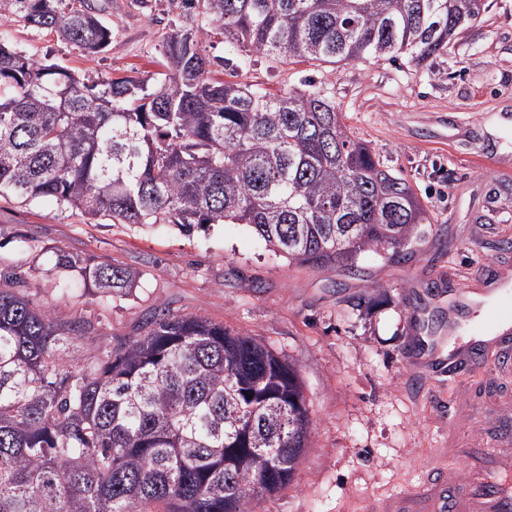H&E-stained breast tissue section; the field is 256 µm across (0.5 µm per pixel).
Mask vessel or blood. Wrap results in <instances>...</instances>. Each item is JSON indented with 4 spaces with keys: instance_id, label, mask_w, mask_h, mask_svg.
Returning <instances> with one entry per match:
<instances>
[{
    "instance_id": "vessel-or-blood-1",
    "label": "vessel or blood",
    "mask_w": 512,
    "mask_h": 512,
    "mask_svg": "<svg viewBox=\"0 0 512 512\" xmlns=\"http://www.w3.org/2000/svg\"><path fill=\"white\" fill-rule=\"evenodd\" d=\"M492 321L500 333L460 352L450 368L477 370L490 355L494 375L512 379V297L499 298ZM462 403L478 421V436L458 435L448 444L446 461L414 490L376 499L373 512H512V403L502 402L499 413L489 414L460 389L448 405L455 409Z\"/></svg>"
}]
</instances>
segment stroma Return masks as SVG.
I'll list each match as a JSON object with an SVG mask.
<instances>
[{
	"label": "stroma",
	"instance_id": "1",
	"mask_svg": "<svg viewBox=\"0 0 512 512\" xmlns=\"http://www.w3.org/2000/svg\"><path fill=\"white\" fill-rule=\"evenodd\" d=\"M112 38L88 54L47 30L9 22L0 36L91 79L161 71V41L185 26L179 0H87ZM321 81L345 121L414 187L431 221L401 259L368 253L331 271L275 254L243 224L183 235L170 224H90L54 200L0 198V271L21 273L25 298L91 324L94 346L138 336L155 312L192 313L255 338L293 364L311 437L293 480L255 497L252 512H366L412 489L448 437L447 370L422 345L448 333V300L498 288L512 268V0L486 9L432 66L407 59L285 65L261 59L240 78L274 92ZM31 241L25 249L23 241ZM136 271L135 288L102 300L62 297L58 251Z\"/></svg>",
	"mask_w": 512,
	"mask_h": 512
}]
</instances>
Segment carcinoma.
<instances>
[{"mask_svg":"<svg viewBox=\"0 0 512 512\" xmlns=\"http://www.w3.org/2000/svg\"><path fill=\"white\" fill-rule=\"evenodd\" d=\"M85 0H0L4 18L88 53L111 30ZM241 48L317 64H433L482 0H182ZM201 36L164 37L161 79H82L0 38V197L51 198L88 221L245 224L288 260L328 270L397 254L430 223L410 182L343 123L322 84L270 93L211 76ZM102 296L136 274L62 252ZM0 271V512H250L287 486L310 420L296 370L194 314L92 351L85 322L35 308Z\"/></svg>","mask_w":512,"mask_h":512,"instance_id":"carcinoma-1","label":"carcinoma"}]
</instances>
